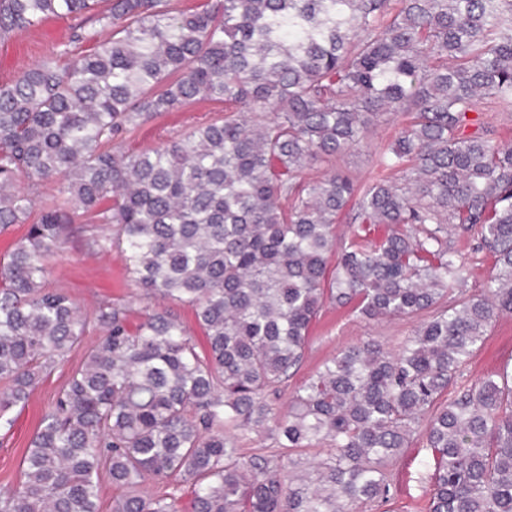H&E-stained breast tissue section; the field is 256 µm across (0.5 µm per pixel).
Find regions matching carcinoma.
I'll use <instances>...</instances> for the list:
<instances>
[{
	"instance_id": "carcinoma-1",
	"label": "carcinoma",
	"mask_w": 512,
	"mask_h": 512,
	"mask_svg": "<svg viewBox=\"0 0 512 512\" xmlns=\"http://www.w3.org/2000/svg\"><path fill=\"white\" fill-rule=\"evenodd\" d=\"M98 4L0 0V41L73 21L49 57L0 85V226L27 220L21 178L56 183L62 199L0 262V431L89 325L102 333L0 512H101L106 478L120 490L110 512H177L173 494L146 491L171 478L191 489V512H354L391 499L393 462L419 431L423 512H512V374L437 404L512 314V147L468 118L487 96L512 103V0H400L394 14L391 0ZM198 101L224 103V119L125 146L135 127ZM398 109L411 118L379 165L402 183L299 180ZM69 203L108 226L87 253L121 249L144 296L194 308L205 353L166 311L134 323L131 303L113 300L87 316L47 285ZM349 206L357 229L341 244L334 224ZM457 229L493 264L482 296L448 304L471 276L448 246ZM327 302L368 320L433 314L395 352L340 349L278 417L267 396ZM270 422L284 452L244 455L232 433ZM317 443L326 458L292 457Z\"/></svg>"
}]
</instances>
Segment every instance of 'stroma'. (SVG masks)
<instances>
[{"label":"stroma","mask_w":512,"mask_h":512,"mask_svg":"<svg viewBox=\"0 0 512 512\" xmlns=\"http://www.w3.org/2000/svg\"><path fill=\"white\" fill-rule=\"evenodd\" d=\"M69 28V20L51 19L38 28L15 32L1 42L0 83L9 82L18 70L44 59L53 43L67 36ZM223 115L224 106L219 102L189 104L177 111L162 113L137 127L128 145L134 149L159 146L179 137L197 122L218 119ZM405 121V112L384 114L372 127L361 149L347 152L331 162L313 164L304 171V178L319 177L337 169L353 175L360 183L371 182L381 174L377 166L379 156L394 142ZM70 216L71 232L48 264L46 279L51 285L67 289L87 313L92 312L99 301L106 299L131 302L139 316L154 311H171L191 333L198 350H205V338L190 306L172 305L156 297L141 296L128 276L120 250L115 248L105 254L87 255L85 240L92 227L91 220L76 209L71 210ZM449 242L468 254L473 267L470 279L461 289L462 294L479 293L492 268L490 256L470 233L456 232ZM419 324L416 318L366 321L357 318L350 308L324 305L313 325L300 366L278 393L270 396L272 407L276 413H286L295 390L339 348L373 340L394 350L414 334ZM82 355V350H74L64 362L54 367L40 382L25 408L18 412L13 429L0 435V492L20 486L22 456L57 391L81 362ZM507 366L512 368V315L501 316L493 323L484 344L462 367L457 382L468 385ZM422 446V438H415L395 465L393 473L399 481L395 499L381 507L360 506L356 512H421L430 488L428 473L419 470L417 465Z\"/></svg>","instance_id":"stroma-1"}]
</instances>
